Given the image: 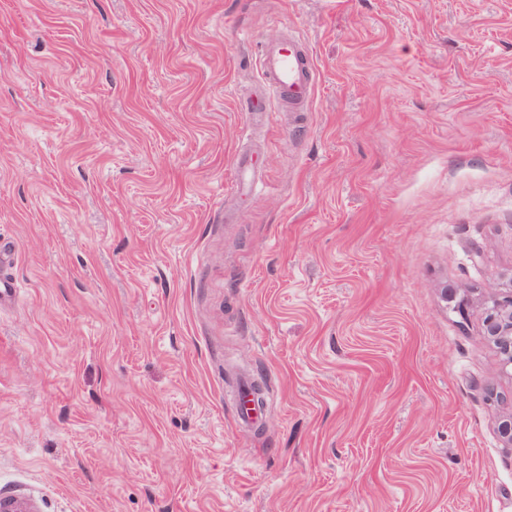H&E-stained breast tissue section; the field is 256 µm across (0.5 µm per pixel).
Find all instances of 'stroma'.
I'll return each instance as SVG.
<instances>
[{
	"mask_svg": "<svg viewBox=\"0 0 512 512\" xmlns=\"http://www.w3.org/2000/svg\"><path fill=\"white\" fill-rule=\"evenodd\" d=\"M289 29L312 99L268 123ZM0 238V497L512 512V0H0ZM262 87L254 99L247 100L246 112H264L274 101L288 112L305 110L313 87V65L308 51L293 35H283L278 41L265 44L260 52ZM483 334L497 350L502 369L512 375V277L491 291L483 307Z\"/></svg>",
	"mask_w": 512,
	"mask_h": 512,
	"instance_id": "35a3bbf8",
	"label": "stroma"
}]
</instances>
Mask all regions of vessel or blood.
<instances>
[{"mask_svg": "<svg viewBox=\"0 0 512 512\" xmlns=\"http://www.w3.org/2000/svg\"><path fill=\"white\" fill-rule=\"evenodd\" d=\"M261 83L258 95L247 100L248 112L267 111L270 103L288 112L304 111L313 87V65L307 47L293 35L265 44L260 52Z\"/></svg>", "mask_w": 512, "mask_h": 512, "instance_id": "1", "label": "vessel or blood"}]
</instances>
